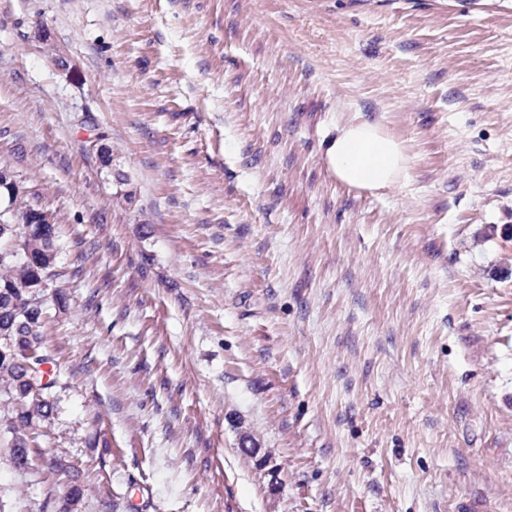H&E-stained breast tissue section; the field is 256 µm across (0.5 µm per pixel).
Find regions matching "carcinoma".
I'll list each match as a JSON object with an SVG mask.
<instances>
[{
  "instance_id": "1",
  "label": "carcinoma",
  "mask_w": 512,
  "mask_h": 512,
  "mask_svg": "<svg viewBox=\"0 0 512 512\" xmlns=\"http://www.w3.org/2000/svg\"><path fill=\"white\" fill-rule=\"evenodd\" d=\"M23 187L11 193L0 188L8 208L0 216V437L11 466L22 473L67 385L41 334L48 318L45 289L65 276L60 217L48 207L40 223H26L41 192L26 182ZM35 512H84L83 489L71 487L58 511L47 497Z\"/></svg>"
}]
</instances>
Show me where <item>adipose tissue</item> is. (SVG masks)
I'll list each match as a JSON object with an SVG mask.
<instances>
[{"label":"adipose tissue","instance_id":"ef3b65f1","mask_svg":"<svg viewBox=\"0 0 512 512\" xmlns=\"http://www.w3.org/2000/svg\"><path fill=\"white\" fill-rule=\"evenodd\" d=\"M326 161L339 182L369 192L404 181L409 169L401 140L362 123L339 130L327 147Z\"/></svg>","mask_w":512,"mask_h":512}]
</instances>
